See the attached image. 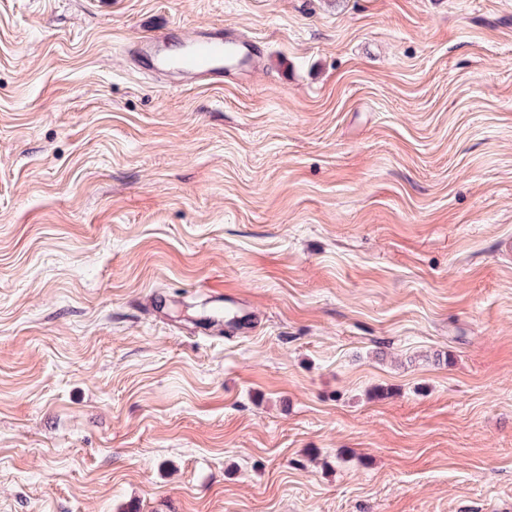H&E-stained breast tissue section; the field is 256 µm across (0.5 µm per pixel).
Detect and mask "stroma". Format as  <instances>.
<instances>
[{"mask_svg": "<svg viewBox=\"0 0 512 512\" xmlns=\"http://www.w3.org/2000/svg\"><path fill=\"white\" fill-rule=\"evenodd\" d=\"M508 235L512 0H0V512H512ZM160 44L175 49L161 54L155 49ZM129 53L135 67L167 87H223L227 82L248 84L260 68L264 48L224 23H208L141 37L130 44Z\"/></svg>", "mask_w": 512, "mask_h": 512, "instance_id": "35a3bbf8", "label": "stroma"}]
</instances>
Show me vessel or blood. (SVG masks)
<instances>
[{
    "label": "vessel or blood",
    "mask_w": 512,
    "mask_h": 512,
    "mask_svg": "<svg viewBox=\"0 0 512 512\" xmlns=\"http://www.w3.org/2000/svg\"><path fill=\"white\" fill-rule=\"evenodd\" d=\"M135 67L171 87L249 83L264 57L263 46L220 23L174 26L131 43Z\"/></svg>",
    "instance_id": "obj_1"
}]
</instances>
